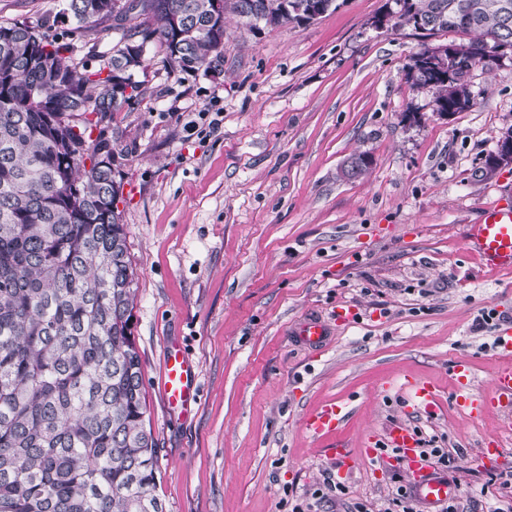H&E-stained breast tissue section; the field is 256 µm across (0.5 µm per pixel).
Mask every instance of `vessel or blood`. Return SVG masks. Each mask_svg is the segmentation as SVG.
<instances>
[{"label": "vessel or blood", "instance_id": "1", "mask_svg": "<svg viewBox=\"0 0 512 512\" xmlns=\"http://www.w3.org/2000/svg\"><path fill=\"white\" fill-rule=\"evenodd\" d=\"M468 244L482 264L492 270H512V201L501 198L485 204L477 224L468 231ZM292 336L309 347H319L328 339L327 326L318 318H304L293 324ZM457 388L454 397L456 409L474 419L484 415L488 406L495 405L512 413V366L495 372L491 392L484 395L470 386V369L460 362L454 367ZM406 407L409 412L434 419L442 409L438 391L432 382L408 379L403 384ZM162 398L167 411L181 417L189 416L199 403V373L196 363L177 341L166 345L165 370L162 379ZM347 416L345 405L328 402L303 419L305 430L313 437H331L328 455L343 471L354 467V456L335 435ZM384 446L394 449L395 458L411 477V488L423 503L435 505L452 499L456 488L447 478L438 476L428 458L420 451L418 433L407 423L396 422L386 427L382 437Z\"/></svg>", "mask_w": 512, "mask_h": 512}]
</instances>
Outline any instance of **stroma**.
Instances as JSON below:
<instances>
[{"mask_svg": "<svg viewBox=\"0 0 512 512\" xmlns=\"http://www.w3.org/2000/svg\"><path fill=\"white\" fill-rule=\"evenodd\" d=\"M59 4L0 0V23L34 24ZM392 5L337 0L313 22L256 29L229 20L218 75L173 70L151 44L141 96L96 130L117 140L131 331L166 512H385L405 471L362 458L342 473L303 428L330 400L347 406L351 450L404 420L447 449L434 470L456 484L458 512L512 504V485L475 458L486 438L512 453V429L497 409L473 420L451 403L462 360L473 390L490 391L495 339L512 326V271L484 269L466 249L482 206L512 195V165L485 170L512 126V59L473 66V107L440 117L407 66L464 36L383 22ZM357 152L370 156L366 174L342 178ZM342 308L353 317L340 323ZM486 309L496 316L477 327ZM306 316L330 326L320 349L290 334ZM174 338L199 366L186 419L161 398ZM410 376L436 386L437 419L403 409Z\"/></svg>", "mask_w": 512, "mask_h": 512, "instance_id": "1", "label": "stroma"}]
</instances>
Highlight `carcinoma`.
Wrapping results in <instances>:
<instances>
[{
    "label": "carcinoma",
    "mask_w": 512,
    "mask_h": 512,
    "mask_svg": "<svg viewBox=\"0 0 512 512\" xmlns=\"http://www.w3.org/2000/svg\"><path fill=\"white\" fill-rule=\"evenodd\" d=\"M78 30L118 38L89 67L26 22L0 24V512H165L141 355L131 333L134 273L117 202L116 155L87 131L142 94L129 47L152 37L181 72L224 65V20L291 22L306 0H63ZM422 33L469 36L440 73L408 76L435 111L474 105L466 77L490 36L512 40V0H395ZM350 156L348 178L368 168Z\"/></svg>",
    "instance_id": "1"
}]
</instances>
